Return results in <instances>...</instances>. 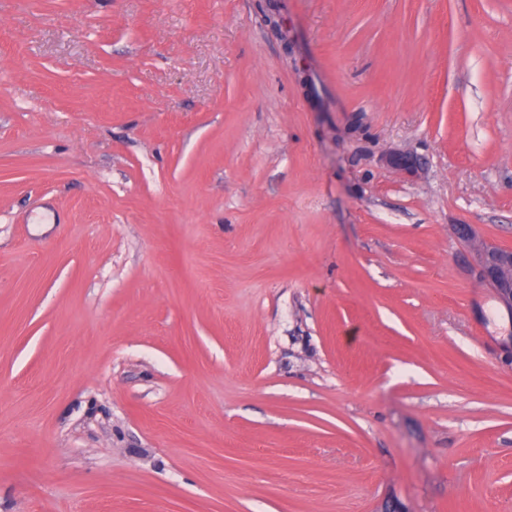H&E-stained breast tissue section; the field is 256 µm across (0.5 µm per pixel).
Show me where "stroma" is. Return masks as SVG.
Instances as JSON below:
<instances>
[{
	"label": "stroma",
	"mask_w": 512,
	"mask_h": 512,
	"mask_svg": "<svg viewBox=\"0 0 512 512\" xmlns=\"http://www.w3.org/2000/svg\"><path fill=\"white\" fill-rule=\"evenodd\" d=\"M457 224L512 0H0V512H512Z\"/></svg>",
	"instance_id": "obj_1"
}]
</instances>
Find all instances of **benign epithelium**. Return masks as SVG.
Returning <instances> with one entry per match:
<instances>
[{
	"label": "benign epithelium",
	"instance_id": "1",
	"mask_svg": "<svg viewBox=\"0 0 512 512\" xmlns=\"http://www.w3.org/2000/svg\"><path fill=\"white\" fill-rule=\"evenodd\" d=\"M457 234L471 243L479 281L494 289L505 306L512 309V248H493L477 239L467 224L456 226Z\"/></svg>",
	"mask_w": 512,
	"mask_h": 512
}]
</instances>
